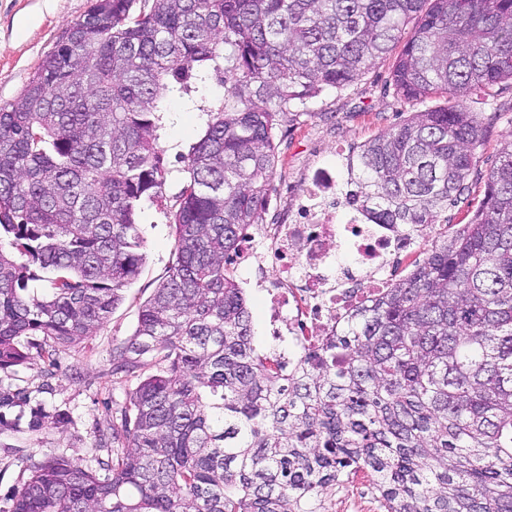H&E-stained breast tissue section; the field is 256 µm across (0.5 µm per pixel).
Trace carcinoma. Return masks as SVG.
Masks as SVG:
<instances>
[{"label": "carcinoma", "instance_id": "carcinoma-1", "mask_svg": "<svg viewBox=\"0 0 512 512\" xmlns=\"http://www.w3.org/2000/svg\"><path fill=\"white\" fill-rule=\"evenodd\" d=\"M415 21L392 79L447 94L357 147L348 183L384 224H434L470 193L484 139L461 98L512 80V0H95L0 106V369L97 335L145 263L162 195L163 101L230 82L193 145L175 260L116 349L142 370L104 480L32 460L12 512H316L370 473L388 512H512V139L468 223L292 375L254 346L227 273L265 223L275 132L359 80ZM43 281L47 288H31Z\"/></svg>", "mask_w": 512, "mask_h": 512}]
</instances>
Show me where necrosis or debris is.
Masks as SVG:
<instances>
[{"label": "necrosis or debris", "mask_w": 512, "mask_h": 512, "mask_svg": "<svg viewBox=\"0 0 512 512\" xmlns=\"http://www.w3.org/2000/svg\"><path fill=\"white\" fill-rule=\"evenodd\" d=\"M335 171L319 168L305 180L288 221L259 224L241 239L234 259L255 275L264 293L273 336L287 339L276 356L295 372L306 353L323 352L357 308L371 304L393 282L399 257L415 255L432 230L380 224ZM346 242L351 263L339 262Z\"/></svg>", "instance_id": "necrosis-or-debris-1"}]
</instances>
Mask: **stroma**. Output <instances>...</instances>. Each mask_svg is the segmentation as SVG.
<instances>
[{
	"label": "stroma",
	"mask_w": 512,
	"mask_h": 512,
	"mask_svg": "<svg viewBox=\"0 0 512 512\" xmlns=\"http://www.w3.org/2000/svg\"><path fill=\"white\" fill-rule=\"evenodd\" d=\"M94 0H0V105L20 95L42 59L53 52L65 32ZM395 53H388L362 77L341 90H329L297 106L276 131L279 161L270 177L267 223L287 222L297 192L318 168H341L343 152L386 132L420 106L444 105L441 97L426 103L404 99L391 79ZM224 102L221 75L210 72L205 83L163 104L159 147L167 181L161 199L144 202L139 217L146 262L124 290L123 303L92 340L57 345L51 358L0 369V512H12L13 494L27 480L31 460L45 456L69 459L107 477L112 458L108 436L129 409V395L139 379L112 371V351L134 332L140 303L164 281L174 260L175 237L170 214L187 177L186 158L203 135L208 114ZM486 128L476 151L467 201L449 208L430 235L439 240L446 225L462 223L483 197L484 177L498 162L501 142L512 137V81L466 102ZM321 512H386L370 475L337 481L318 496Z\"/></svg>",
	"instance_id": "1"
}]
</instances>
